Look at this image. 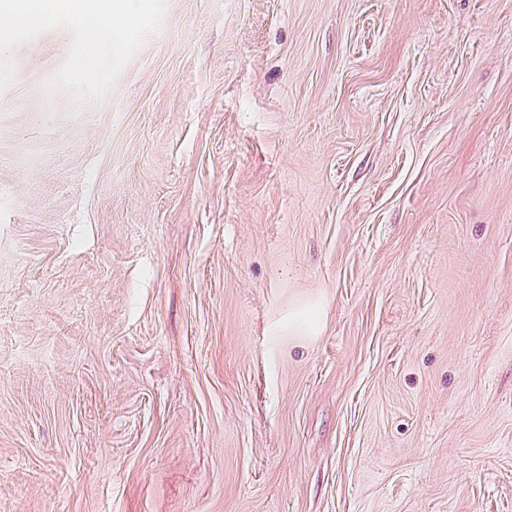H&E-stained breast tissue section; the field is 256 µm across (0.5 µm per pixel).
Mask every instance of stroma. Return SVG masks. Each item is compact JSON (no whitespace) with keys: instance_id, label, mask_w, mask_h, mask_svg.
<instances>
[{"instance_id":"stroma-1","label":"stroma","mask_w":512,"mask_h":512,"mask_svg":"<svg viewBox=\"0 0 512 512\" xmlns=\"http://www.w3.org/2000/svg\"><path fill=\"white\" fill-rule=\"evenodd\" d=\"M71 44L0 91V512H512V0Z\"/></svg>"}]
</instances>
